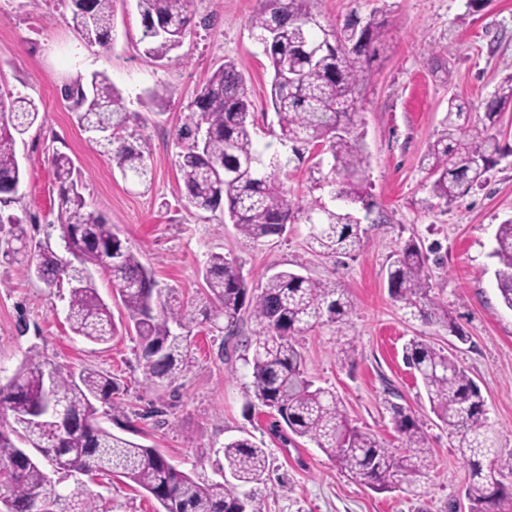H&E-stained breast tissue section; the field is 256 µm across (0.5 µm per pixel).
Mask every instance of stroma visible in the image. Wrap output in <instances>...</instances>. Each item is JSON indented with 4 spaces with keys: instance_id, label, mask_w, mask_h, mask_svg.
I'll return each mask as SVG.
<instances>
[{
    "instance_id": "1",
    "label": "stroma",
    "mask_w": 512,
    "mask_h": 512,
    "mask_svg": "<svg viewBox=\"0 0 512 512\" xmlns=\"http://www.w3.org/2000/svg\"><path fill=\"white\" fill-rule=\"evenodd\" d=\"M263 0H193L197 27L169 59L146 57L135 0H116L114 40L109 54L87 46L72 27L68 0H0V89L34 99L40 120L16 144L25 170L11 202L0 211L22 218L29 243L65 250L52 221L57 188L47 163L68 155L80 171L92 209L115 224L121 238L139 251L162 298L178 301L192 318L187 367L182 377L159 388L145 384L134 328L125 326L115 288L98 276V292L120 329L107 344L75 336L66 321L67 288H49L24 274L7 257L19 241L0 239V383L26 356L62 373L90 368L118 379L133 415L122 436L159 448L179 469L218 481L226 442L249 438L271 458L269 491L261 512H468L469 471L446 425L431 412L419 380L403 360L418 337L453 352L479 385L487 425L512 467V310L500 299L491 258L498 224L512 220V155L489 172L487 183L451 205L432 197L422 160L441 128L449 98L479 119L483 101L512 72V0H313L325 23L342 25L350 12L384 21L379 52L359 89L360 116L351 136L369 155L366 172L375 208L362 219L356 253L326 259L307 245V226L288 225L277 238L247 244L222 212L189 205L176 166L175 133L195 91L224 60H234L254 104L255 139L266 154L290 155L281 141L270 100L271 72L251 26ZM105 73L135 115V127L150 151L147 185L123 180L110 147L79 125L64 84ZM165 99L157 115L152 92ZM312 157L292 162L282 179L303 206L342 209L321 181ZM429 249L432 293L447 305L467 335L410 316L391 298L387 271L407 243ZM223 254L240 268L250 288L283 270L348 288L354 309L345 323L326 324L299 340L310 380L340 395L353 426L385 447H399L390 404L410 408L424 422L432 462L416 494L378 491L352 478L313 442L282 448L268 431L266 408L252 402L243 358L256 326L242 318L233 337L210 330L198 293L210 254ZM350 349L343 361L341 349ZM87 486L98 495L100 512H161L158 502L126 479L97 477Z\"/></svg>"
}]
</instances>
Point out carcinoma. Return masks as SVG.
<instances>
[{
  "label": "carcinoma",
  "mask_w": 512,
  "mask_h": 512,
  "mask_svg": "<svg viewBox=\"0 0 512 512\" xmlns=\"http://www.w3.org/2000/svg\"><path fill=\"white\" fill-rule=\"evenodd\" d=\"M73 26L90 46L112 49L114 0H69ZM312 0H267L252 19L260 30L262 51L272 70L270 96L280 130L293 156L264 161L254 141L252 100L241 72L227 61L197 91L190 114L177 136L188 142L177 167L184 197L196 209L222 210L242 241L255 244L281 236L299 219L308 224V245L326 258L346 256L361 246L360 224L350 212L319 205L304 208L288 196L279 175L301 147L321 144L330 157L324 180L338 187L337 197L372 212L366 187L367 158L351 138L358 112V89L366 65L378 51L383 25L352 13L343 26L321 22ZM142 20L140 41L148 58L161 61L196 27L191 0H136ZM86 131L107 128L112 158L122 177L147 182L150 160L146 141L131 139V115L111 80L92 76L63 89ZM465 104L448 99L442 130L424 161L433 195L449 204L486 180V174L512 150L501 143L497 124L512 112V74L504 77L484 103L483 119L469 123ZM39 119V108L26 95L0 94V194L14 196L23 179L16 155L17 137ZM58 184L54 223L72 260L64 263L50 249L30 248L18 217H0L8 234L25 249L24 272L50 287L67 283V321L72 332L97 344L117 334L112 313L101 300L83 258L96 261L115 288L139 340L143 379L153 386L171 384L184 369L186 314L154 295L156 284L138 253L124 245L116 225L88 209L83 183L71 158L50 160ZM491 257L503 304L512 309V220L498 226ZM200 301L213 328L234 334L243 315L257 330L250 342V387L258 405L281 417L271 430L285 446L307 439L342 470L379 491L416 494L414 477L430 465L431 448L423 423L405 407L390 404L391 422L403 448L397 453L371 433L351 425L335 391L316 387L305 372L298 337L325 323H341L353 310L348 290L293 271L267 278L261 291L249 292L239 270L222 254H212L204 273ZM391 297L428 323L454 329L448 306L431 295L428 256L406 244L388 271ZM404 358L417 372L430 408L448 426L470 470L465 494L470 512H512V485L497 468L499 448L485 424V400L479 386L448 350L412 339ZM112 378L93 370L79 375L49 369L39 356L26 357L14 376L0 385V502L10 512H98L85 484L64 494L48 476L67 474L123 477L150 494L163 512H260L267 490L270 455L248 438L224 444V472L235 484L209 481L180 470L159 449L113 433L98 420L96 402H107L112 420L128 418Z\"/></svg>",
  "instance_id": "obj_1"
}]
</instances>
